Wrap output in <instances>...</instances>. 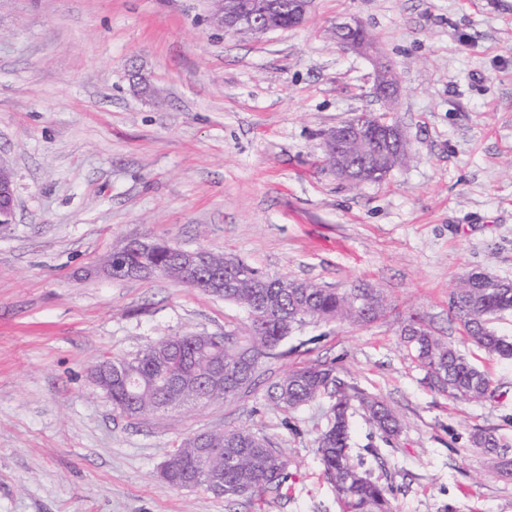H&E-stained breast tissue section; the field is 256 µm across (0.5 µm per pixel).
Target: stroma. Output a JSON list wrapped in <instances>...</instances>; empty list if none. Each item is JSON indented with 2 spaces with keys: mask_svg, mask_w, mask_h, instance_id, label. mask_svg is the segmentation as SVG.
Segmentation results:
<instances>
[{
  "mask_svg": "<svg viewBox=\"0 0 512 512\" xmlns=\"http://www.w3.org/2000/svg\"><path fill=\"white\" fill-rule=\"evenodd\" d=\"M208 0H0V162L17 207L0 226V512H343L315 439L331 400L268 393L335 366L402 429L350 417L354 460L394 512H512V360L467 342L448 299L468 272L512 279V0H314L310 23L240 38ZM360 17L396 65L392 114L413 159L353 187L323 134L362 110L371 60L330 30ZM147 238L336 291L382 289L365 326L311 322L235 398L126 418L91 381L102 359L166 336L244 332V309L165 277L97 273ZM420 314L485 370L494 397L432 387L401 334ZM245 426L288 459L280 494L227 503L160 470L189 435ZM499 439L498 454L474 445ZM330 376L336 378V368L333 366H308L292 370L273 386L270 400L277 407L294 412L324 395L332 398Z\"/></svg>",
  "mask_w": 512,
  "mask_h": 512,
  "instance_id": "1",
  "label": "stroma"
}]
</instances>
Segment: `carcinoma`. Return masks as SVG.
I'll return each instance as SVG.
<instances>
[{
  "label": "carcinoma",
  "instance_id": "obj_1",
  "mask_svg": "<svg viewBox=\"0 0 512 512\" xmlns=\"http://www.w3.org/2000/svg\"><path fill=\"white\" fill-rule=\"evenodd\" d=\"M168 262L162 250L126 251L117 259L121 266H136L145 271ZM224 300L241 305L250 324L245 335L228 347L220 336L186 333L162 338L133 357H113L122 374L112 378V409L127 418H140L177 401L172 385L182 381L191 393L208 386L217 368L233 371L239 349L257 350L250 363L255 374L260 358L271 354L294 329L309 322L339 321L368 324L384 316L387 298L378 288L357 285L340 293L334 288L291 278H282L276 288H256L244 281L224 289ZM449 307L462 331L478 349L491 357L512 359V340L498 335L490 323L497 315L512 311V280L474 271L453 290ZM403 342L435 383L448 389L456 400H477L491 396L493 388L487 373L476 367L453 344L435 336L423 320L407 325ZM333 366H308L292 370L274 385L270 400L294 412L316 399L332 394L329 377ZM361 407L368 421L387 442L398 435L401 424L396 414L382 401L359 392L344 394L331 408L328 427L316 440V451L344 512H393L389 491L372 480L363 464L354 463L349 453L348 412ZM210 447L224 454L201 460L196 436L180 441L172 449L164 468L166 482L181 486L185 476L201 467L224 476V498L260 497L279 493L288 482V462L280 452L246 428L208 433Z\"/></svg>",
  "mask_w": 512,
  "mask_h": 512
}]
</instances>
